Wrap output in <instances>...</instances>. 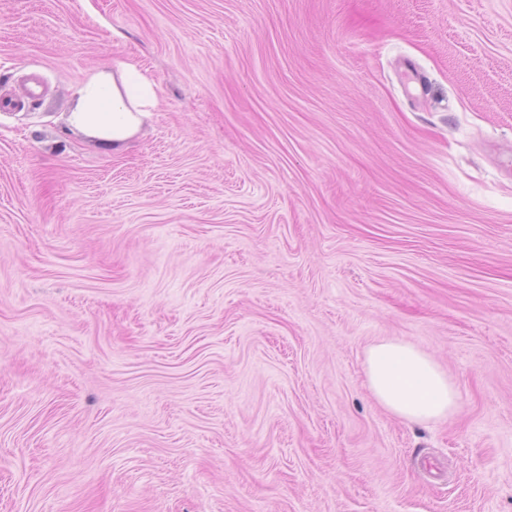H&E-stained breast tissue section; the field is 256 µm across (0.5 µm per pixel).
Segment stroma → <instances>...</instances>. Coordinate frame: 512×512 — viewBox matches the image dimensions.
I'll return each mask as SVG.
<instances>
[{
    "instance_id": "stroma-1",
    "label": "stroma",
    "mask_w": 512,
    "mask_h": 512,
    "mask_svg": "<svg viewBox=\"0 0 512 512\" xmlns=\"http://www.w3.org/2000/svg\"><path fill=\"white\" fill-rule=\"evenodd\" d=\"M134 60L118 149L68 122ZM0 512H512V0H0ZM401 339L456 384L409 424ZM364 365L373 395L401 419L430 422L458 408L455 384L432 358L410 343L379 341L368 348Z\"/></svg>"
}]
</instances>
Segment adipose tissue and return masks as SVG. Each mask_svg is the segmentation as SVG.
Masks as SVG:
<instances>
[{"label": "adipose tissue", "mask_w": 512, "mask_h": 512, "mask_svg": "<svg viewBox=\"0 0 512 512\" xmlns=\"http://www.w3.org/2000/svg\"><path fill=\"white\" fill-rule=\"evenodd\" d=\"M77 95L71 124L115 145L127 139L157 103L154 81L124 60L116 61L111 73L90 74ZM364 365L373 395L401 419L430 422L458 408L455 384L432 358L410 343L379 341L368 348Z\"/></svg>", "instance_id": "adipose-tissue-1"}]
</instances>
